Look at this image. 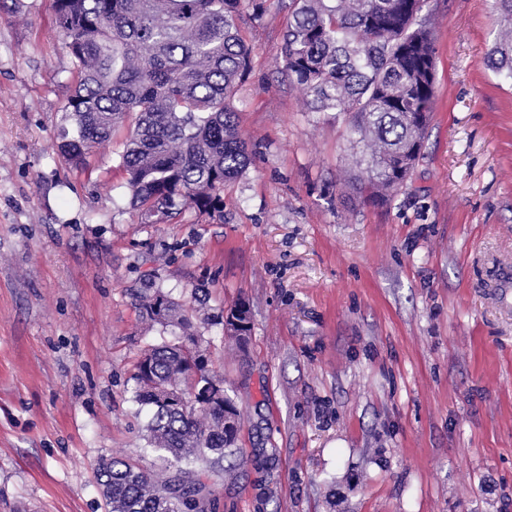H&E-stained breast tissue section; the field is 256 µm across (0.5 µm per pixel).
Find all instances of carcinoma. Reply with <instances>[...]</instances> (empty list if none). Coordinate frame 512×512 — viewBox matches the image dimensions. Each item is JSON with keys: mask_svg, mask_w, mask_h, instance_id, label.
<instances>
[{"mask_svg": "<svg viewBox=\"0 0 512 512\" xmlns=\"http://www.w3.org/2000/svg\"><path fill=\"white\" fill-rule=\"evenodd\" d=\"M502 25L486 66L512 80V0H493ZM428 0H288L282 68L310 112L349 122L361 150L344 184L385 203L417 160L435 96ZM266 0H56L57 29L74 61L75 86L58 132L60 153L77 169L92 149L125 132L118 168L142 224L165 223L188 207L222 216L224 184L242 176L252 151L234 105L252 68L245 29ZM143 315L178 325L182 340L153 345L137 362L136 402L148 411L149 449L165 465L147 473L119 457L97 463L107 512H204L210 490L195 464L232 453L224 411H238L207 367L189 381L202 338L181 305L157 290ZM224 321L239 348L251 335L249 303ZM207 387L204 406L194 387ZM184 396L186 403L172 401Z\"/></svg>", "mask_w": 512, "mask_h": 512, "instance_id": "1", "label": "carcinoma"}]
</instances>
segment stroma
<instances>
[{
    "label": "stroma",
    "instance_id": "stroma-1",
    "mask_svg": "<svg viewBox=\"0 0 512 512\" xmlns=\"http://www.w3.org/2000/svg\"><path fill=\"white\" fill-rule=\"evenodd\" d=\"M436 97L420 156L376 204L337 179L356 149L279 64L267 0L236 93L252 163L224 217L139 223L116 167L60 155L73 63L54 0L0 10V512H105L100 458L157 469L134 400L143 295L187 310L243 415L202 464L213 512H512V83L483 58L492 0H429ZM250 302L246 353L225 307Z\"/></svg>",
    "mask_w": 512,
    "mask_h": 512
}]
</instances>
